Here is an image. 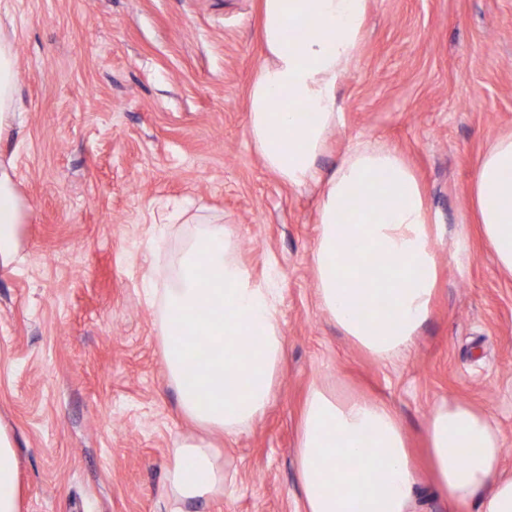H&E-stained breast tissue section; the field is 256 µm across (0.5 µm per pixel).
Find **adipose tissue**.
<instances>
[{
	"mask_svg": "<svg viewBox=\"0 0 512 512\" xmlns=\"http://www.w3.org/2000/svg\"><path fill=\"white\" fill-rule=\"evenodd\" d=\"M369 0H262L266 61L249 90V136L265 165L289 186L321 187L312 251L322 308L345 336L383 363L408 350L427 321L441 265L439 226L421 185L396 151L355 144L329 173L318 159L341 121L338 87L358 56ZM474 214L500 269L512 274V135L479 161ZM361 206H352L353 197ZM22 204L0 172V258L17 253ZM371 268L347 262L351 248ZM206 277H198V268ZM169 381L184 415L233 437L271 404L283 360L279 296L238 260L232 232L202 225L185 246L169 288L151 294ZM208 317L196 318L199 309ZM210 337L195 359L189 338ZM417 460L394 410L375 397L346 398L315 387L305 400L296 466L303 512H416L428 476L448 509L512 512V477L501 470V439L483 411L452 399L426 420ZM18 460L0 428V512H19ZM183 502L207 500L226 476L205 439L175 448L168 470Z\"/></svg>",
	"mask_w": 512,
	"mask_h": 512,
	"instance_id": "adipose-tissue-1",
	"label": "adipose tissue"
}]
</instances>
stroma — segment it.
Segmentation results:
<instances>
[{
  "label": "stroma",
  "instance_id": "1",
  "mask_svg": "<svg viewBox=\"0 0 512 512\" xmlns=\"http://www.w3.org/2000/svg\"><path fill=\"white\" fill-rule=\"evenodd\" d=\"M0 34L18 72L0 169L23 206L17 256L0 262V427L20 512H195L167 471L178 443L204 436L227 476L204 512H301L294 451L314 386L382 399L417 449L440 399L482 409L512 477V276L471 196L481 156L512 133V0H370L340 85L320 167L357 142L394 149L442 226L432 313L386 363L319 305L317 188L288 186L250 140L260 0H0ZM161 209L184 222L153 223ZM199 220L231 228L280 297L276 394L233 438L181 413L146 293L170 285Z\"/></svg>",
  "mask_w": 512,
  "mask_h": 512
}]
</instances>
